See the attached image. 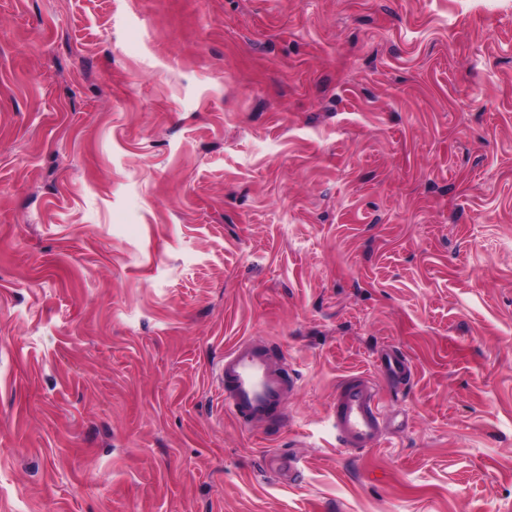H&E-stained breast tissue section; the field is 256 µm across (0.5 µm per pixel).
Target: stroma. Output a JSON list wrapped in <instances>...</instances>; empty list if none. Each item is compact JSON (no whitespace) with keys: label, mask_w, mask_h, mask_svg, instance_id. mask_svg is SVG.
<instances>
[{"label":"stroma","mask_w":512,"mask_h":512,"mask_svg":"<svg viewBox=\"0 0 512 512\" xmlns=\"http://www.w3.org/2000/svg\"><path fill=\"white\" fill-rule=\"evenodd\" d=\"M0 512H512V0H0ZM218 380L224 391V407L251 427L285 420V401L293 382L276 370L267 346L247 340L235 344L224 353ZM410 377L409 360L396 348L374 361V375L356 373L345 377L336 388L328 414L338 447L358 453L380 447L386 421L377 379L400 383Z\"/></svg>","instance_id":"35a3bbf8"}]
</instances>
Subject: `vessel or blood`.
Instances as JSON below:
<instances>
[{
	"label": "vessel or blood",
	"instance_id": "vessel-or-blood-1",
	"mask_svg": "<svg viewBox=\"0 0 512 512\" xmlns=\"http://www.w3.org/2000/svg\"><path fill=\"white\" fill-rule=\"evenodd\" d=\"M410 377L408 358L395 348L375 360L373 374L345 377L336 389L328 414L338 447L360 453L380 447L386 421L378 382L383 379L400 383ZM218 380L224 391L225 408L250 426L285 420L286 399L293 383L276 370L267 346L247 340L235 344L224 354Z\"/></svg>",
	"mask_w": 512,
	"mask_h": 512
}]
</instances>
